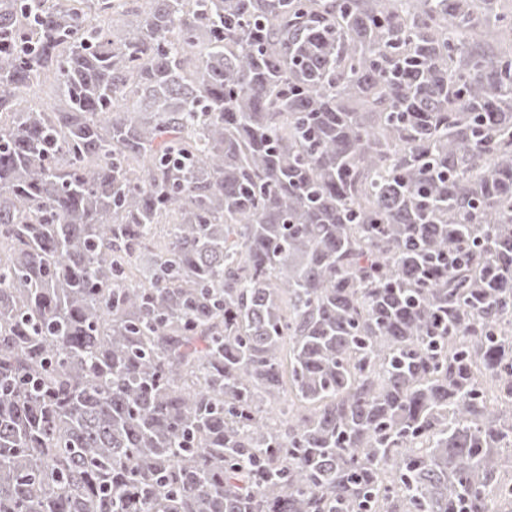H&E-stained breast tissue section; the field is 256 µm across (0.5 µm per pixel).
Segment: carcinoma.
<instances>
[{"instance_id":"obj_1","label":"carcinoma","mask_w":512,"mask_h":512,"mask_svg":"<svg viewBox=\"0 0 512 512\" xmlns=\"http://www.w3.org/2000/svg\"><path fill=\"white\" fill-rule=\"evenodd\" d=\"M147 2L0 0V512L512 503L497 0Z\"/></svg>"}]
</instances>
